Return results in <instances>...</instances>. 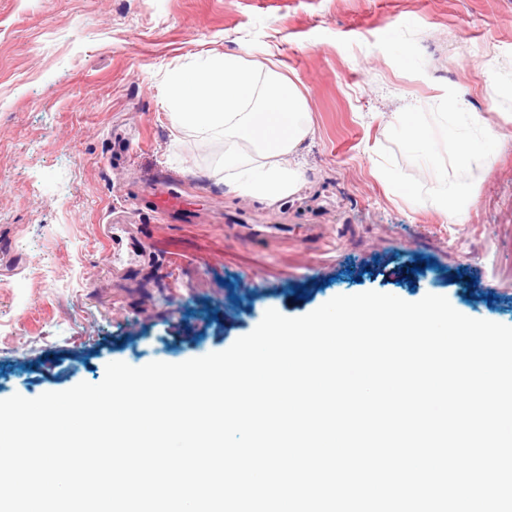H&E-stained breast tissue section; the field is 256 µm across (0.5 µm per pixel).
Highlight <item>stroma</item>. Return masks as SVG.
<instances>
[{"mask_svg":"<svg viewBox=\"0 0 512 512\" xmlns=\"http://www.w3.org/2000/svg\"><path fill=\"white\" fill-rule=\"evenodd\" d=\"M224 53L308 101L304 184L272 207L170 117L169 74ZM510 84L512 0H0V399L221 352L338 295L512 326ZM409 109L433 153L405 144ZM452 123L496 132L479 163L451 164ZM157 185L193 222L150 210Z\"/></svg>","mask_w":512,"mask_h":512,"instance_id":"1","label":"stroma"}]
</instances>
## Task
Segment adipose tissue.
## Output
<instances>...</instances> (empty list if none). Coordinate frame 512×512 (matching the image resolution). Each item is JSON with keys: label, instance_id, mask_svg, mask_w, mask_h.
Wrapping results in <instances>:
<instances>
[{"label": "adipose tissue", "instance_id": "ef3b65f1", "mask_svg": "<svg viewBox=\"0 0 512 512\" xmlns=\"http://www.w3.org/2000/svg\"><path fill=\"white\" fill-rule=\"evenodd\" d=\"M179 127L224 143V182L267 205L295 194L303 176L292 162L310 134L306 100L275 65L215 56L168 82Z\"/></svg>", "mask_w": 512, "mask_h": 512}]
</instances>
